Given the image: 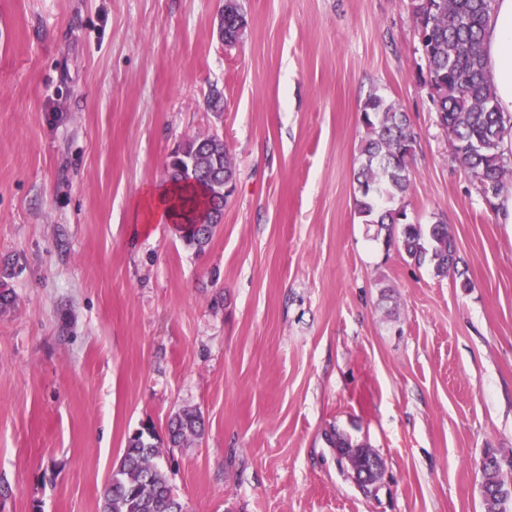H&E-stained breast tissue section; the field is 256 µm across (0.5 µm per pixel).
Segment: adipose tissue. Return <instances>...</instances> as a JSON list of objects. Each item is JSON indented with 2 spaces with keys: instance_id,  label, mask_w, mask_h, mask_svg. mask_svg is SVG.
Instances as JSON below:
<instances>
[{
  "instance_id": "obj_1",
  "label": "adipose tissue",
  "mask_w": 512,
  "mask_h": 512,
  "mask_svg": "<svg viewBox=\"0 0 512 512\" xmlns=\"http://www.w3.org/2000/svg\"><path fill=\"white\" fill-rule=\"evenodd\" d=\"M484 50L497 108L512 116V0H495L486 27Z\"/></svg>"
}]
</instances>
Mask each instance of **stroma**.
Instances as JSON below:
<instances>
[{"label": "stroma", "mask_w": 512, "mask_h": 512, "mask_svg": "<svg viewBox=\"0 0 512 512\" xmlns=\"http://www.w3.org/2000/svg\"><path fill=\"white\" fill-rule=\"evenodd\" d=\"M0 0V512H99L151 426L186 512H488L512 457V224L452 159L409 0ZM417 134L441 279L354 209L361 112ZM236 190L204 251L135 207L186 139ZM202 437L168 445L178 412ZM367 443L363 493L328 437ZM239 2H240V0H224V10L222 11V14L220 15V19H219V29H220V32H221L223 38H224V27H225L224 14L226 15L227 22L232 20L231 23L228 24L227 35L233 41H235L236 39L241 41V39L243 38V35L245 33L246 27H247V21H246V18L244 20L245 15L242 11V7ZM240 13H243L244 17L242 15V19H243L242 31L238 35V33H237L238 27H235V25H237V22L235 21V19L238 18ZM236 36H237V38H236ZM492 458L486 463L481 471V492L487 505L490 506L489 511H501L500 500L497 497V492L500 487H507L508 483L505 480L503 473V463L498 456L491 451ZM503 512V511H501Z\"/></svg>", "instance_id": "35a3bbf8"}]
</instances>
